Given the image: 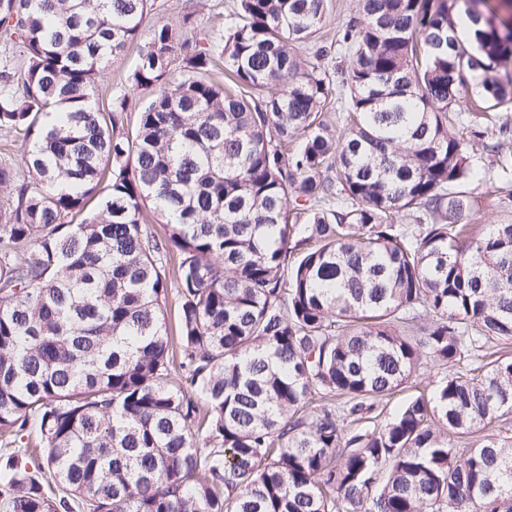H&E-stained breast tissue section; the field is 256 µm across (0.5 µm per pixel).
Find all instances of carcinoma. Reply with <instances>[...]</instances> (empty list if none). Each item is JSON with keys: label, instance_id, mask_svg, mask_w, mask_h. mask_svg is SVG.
Wrapping results in <instances>:
<instances>
[{"label": "carcinoma", "instance_id": "cac0c4a2", "mask_svg": "<svg viewBox=\"0 0 512 512\" xmlns=\"http://www.w3.org/2000/svg\"><path fill=\"white\" fill-rule=\"evenodd\" d=\"M329 2L183 39L150 0H0V131L30 146L0 162V436L35 426L63 491L0 456L8 512H512V224L463 191L512 150L483 163L458 111L467 76L512 107V22L357 0L332 47ZM134 43L131 127L96 96ZM446 370L441 367L427 368L425 371H421L420 375L412 378L408 384L404 385V389L398 392L390 401L388 409L397 406L404 399L412 395H418L420 392L429 393L434 387L436 381L443 375Z\"/></svg>", "mask_w": 512, "mask_h": 512}]
</instances>
